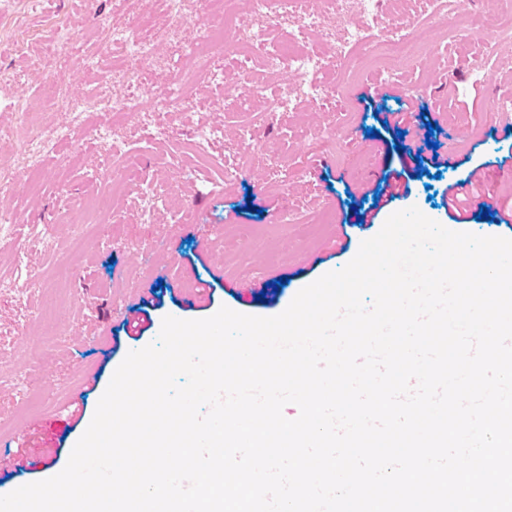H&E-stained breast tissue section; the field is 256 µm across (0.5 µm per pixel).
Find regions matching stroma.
I'll use <instances>...</instances> for the list:
<instances>
[{"label": "stroma", "mask_w": 512, "mask_h": 512, "mask_svg": "<svg viewBox=\"0 0 512 512\" xmlns=\"http://www.w3.org/2000/svg\"><path fill=\"white\" fill-rule=\"evenodd\" d=\"M468 9L486 15L485 28L462 39L455 20L440 17L435 48L403 66L379 97L374 88L385 80L371 61L337 65L344 17L327 8L312 46L343 98L331 117L301 100L285 122L225 109V96H249L225 59L223 80L200 85L168 113L161 144L132 143L142 180L176 185L169 208L143 224L137 191L106 195L105 177H120L122 163L87 133L108 125V105L123 90L111 50L95 39L126 21V0H0V175L18 186L0 192L10 217L0 233V275L13 281L0 290V371L13 375L0 387V495L64 469L116 369L157 338L164 317L203 319L223 306L278 315L303 287L349 263L392 213L412 206L452 231L512 239V223L478 217L484 204L512 206V130L492 109L512 99V73L482 50L491 39L512 56V0H469ZM51 76L60 95L88 96L89 111L44 110ZM386 106L402 107L399 129L383 126ZM216 123L223 139L198 148L196 131ZM247 123L257 127L248 151L239 138ZM370 128L378 136H367ZM52 130L67 137L49 157L33 137ZM437 153L452 168L438 169ZM232 157L240 172L228 180L224 161ZM475 169L489 195L472 201L461 223L444 192ZM324 210L330 223H317ZM180 211L190 221H178ZM290 213L307 223H287ZM281 277L286 284L275 293L252 286Z\"/></svg>", "instance_id": "1"}]
</instances>
